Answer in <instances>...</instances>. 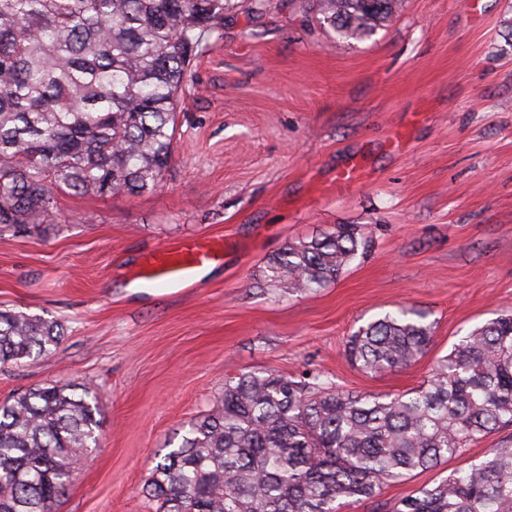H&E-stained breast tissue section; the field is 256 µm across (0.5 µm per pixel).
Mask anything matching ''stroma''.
<instances>
[{
  "instance_id": "obj_1",
  "label": "stroma",
  "mask_w": 512,
  "mask_h": 512,
  "mask_svg": "<svg viewBox=\"0 0 512 512\" xmlns=\"http://www.w3.org/2000/svg\"><path fill=\"white\" fill-rule=\"evenodd\" d=\"M366 173L340 185L336 172ZM52 223L0 230V308L55 317L52 353L0 368V403L90 382L99 444L78 458L58 512H155V453L248 370L328 375L395 395L427 380L468 330L512 311V0H403L388 26L342 40L306 0L230 10L199 53L175 160L137 195L57 196ZM359 224L372 245L311 294L266 287L291 239ZM222 241L211 274L129 294L152 250ZM434 325L427 354L377 374L344 355L349 334L396 305ZM502 430L385 486L390 503L483 457Z\"/></svg>"
}]
</instances>
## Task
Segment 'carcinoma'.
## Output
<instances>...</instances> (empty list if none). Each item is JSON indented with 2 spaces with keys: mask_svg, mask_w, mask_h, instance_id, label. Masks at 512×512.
<instances>
[{
  "mask_svg": "<svg viewBox=\"0 0 512 512\" xmlns=\"http://www.w3.org/2000/svg\"><path fill=\"white\" fill-rule=\"evenodd\" d=\"M401 0H311L336 37L368 38ZM264 0H0V227L51 220L55 196L139 194L172 164L189 67L235 8ZM369 246L356 224L287 241L269 286L323 288ZM433 324L399 306L360 326L346 353L366 373L406 368ZM55 318L0 309V365L51 353ZM87 382L32 387L0 404V512H57L77 455L101 421ZM512 428V314L468 331L419 388L346 392L320 374L270 370L224 380V394L158 454L145 493L160 512H512V440L392 504L385 485Z\"/></svg>",
  "mask_w": 512,
  "mask_h": 512,
  "instance_id": "obj_1",
  "label": "carcinoma"
}]
</instances>
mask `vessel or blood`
Wrapping results in <instances>:
<instances>
[{"instance_id": "obj_1", "label": "vessel or blood", "mask_w": 512, "mask_h": 512, "mask_svg": "<svg viewBox=\"0 0 512 512\" xmlns=\"http://www.w3.org/2000/svg\"><path fill=\"white\" fill-rule=\"evenodd\" d=\"M221 245L205 238H188L175 246L151 252L143 272L146 278L164 279L167 285L195 281L198 271L219 259Z\"/></svg>"}]
</instances>
